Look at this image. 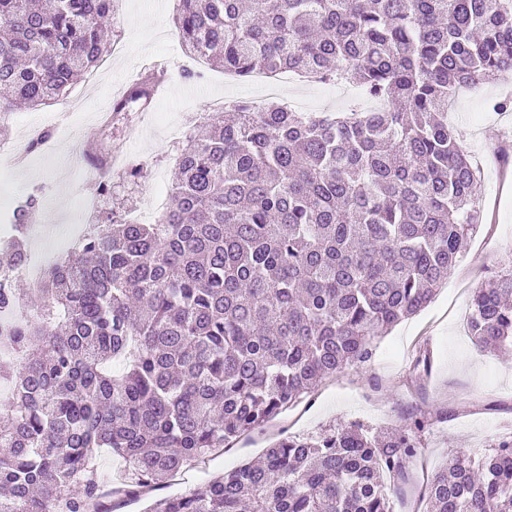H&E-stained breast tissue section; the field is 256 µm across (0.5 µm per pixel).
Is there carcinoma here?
I'll use <instances>...</instances> for the list:
<instances>
[{
    "label": "carcinoma",
    "instance_id": "carcinoma-1",
    "mask_svg": "<svg viewBox=\"0 0 512 512\" xmlns=\"http://www.w3.org/2000/svg\"><path fill=\"white\" fill-rule=\"evenodd\" d=\"M115 2L0 0V130L17 104L45 105L97 65ZM175 25L187 53L227 73L353 83L387 107L229 104L184 142L154 223L110 213L40 287L0 279V512L140 501L368 362L483 223L448 100L512 77V0H178ZM165 79L141 77L112 111L149 105ZM40 203L13 209L0 273L26 257ZM467 328L484 349L512 342V271L474 291ZM426 426L286 436L143 512H392L388 480ZM103 448L124 482L104 484ZM425 512H512V440L477 464L451 458Z\"/></svg>",
    "mask_w": 512,
    "mask_h": 512
}]
</instances>
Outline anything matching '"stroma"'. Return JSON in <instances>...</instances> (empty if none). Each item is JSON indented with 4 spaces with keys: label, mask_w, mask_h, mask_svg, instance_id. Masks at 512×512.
<instances>
[{
    "label": "stroma",
    "mask_w": 512,
    "mask_h": 512,
    "mask_svg": "<svg viewBox=\"0 0 512 512\" xmlns=\"http://www.w3.org/2000/svg\"><path fill=\"white\" fill-rule=\"evenodd\" d=\"M176 4L121 0L109 32L117 52L107 53L93 77L78 80L58 100L14 111L7 131L0 133V150L13 152L18 165L17 172L0 177V206L12 207L28 194H39L34 223L42 229V246H52L68 225L100 224L111 212L139 214L149 195L168 196L181 149L168 137L174 124L189 116L203 120L223 111L228 100L262 104L252 78H231L223 69L184 56L174 22ZM152 68L165 70V92L148 109L137 107L99 125L98 112ZM287 93L316 112L344 106L332 82L295 77ZM505 98L512 99V80L460 92L448 112L458 142L481 170L485 222L434 300L377 339L369 362L324 380L265 427L178 473L171 491L199 487L214 474L257 458L286 435H317L353 422L377 432L398 431L417 414L429 416L432 423L392 500L394 512H423L427 474L446 466L453 454L478 459L512 438V350L478 351L467 330L474 291L512 270V165H503L496 154L497 148L512 147V111L493 108ZM42 131L50 134L47 146L28 151L30 139ZM78 140L90 156H114L107 195L74 169L71 158ZM132 159L144 168L136 181L125 174ZM424 353L430 357L428 368H416Z\"/></svg>",
    "instance_id": "stroma-1"
}]
</instances>
